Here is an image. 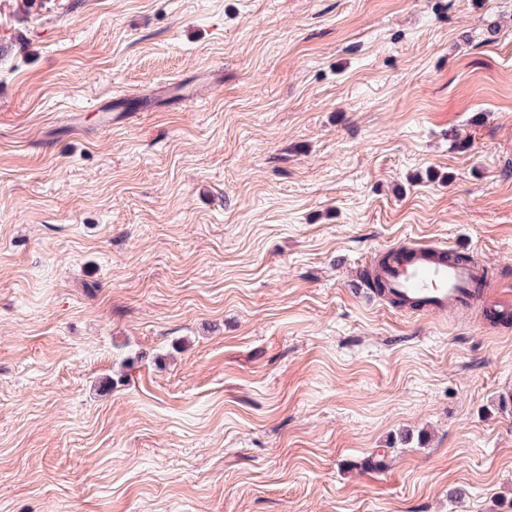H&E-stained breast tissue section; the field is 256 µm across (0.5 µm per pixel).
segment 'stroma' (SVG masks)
Returning <instances> with one entry per match:
<instances>
[{
  "instance_id": "stroma-1",
  "label": "stroma",
  "mask_w": 512,
  "mask_h": 512,
  "mask_svg": "<svg viewBox=\"0 0 512 512\" xmlns=\"http://www.w3.org/2000/svg\"><path fill=\"white\" fill-rule=\"evenodd\" d=\"M416 239L512 283V0H0V512H512ZM378 276L385 294L413 313L457 310L479 304L482 311L508 322L512 300L485 296L488 263L478 262L471 253L445 245L412 241L396 244L384 255Z\"/></svg>"
}]
</instances>
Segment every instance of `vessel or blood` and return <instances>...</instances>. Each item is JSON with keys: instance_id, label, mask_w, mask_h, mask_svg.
Masks as SVG:
<instances>
[{"instance_id": "obj_1", "label": "vessel or blood", "mask_w": 512, "mask_h": 512, "mask_svg": "<svg viewBox=\"0 0 512 512\" xmlns=\"http://www.w3.org/2000/svg\"><path fill=\"white\" fill-rule=\"evenodd\" d=\"M378 276L385 293L414 313L480 305L487 315L512 320V299H488V265L462 249L414 241L389 247Z\"/></svg>"}]
</instances>
